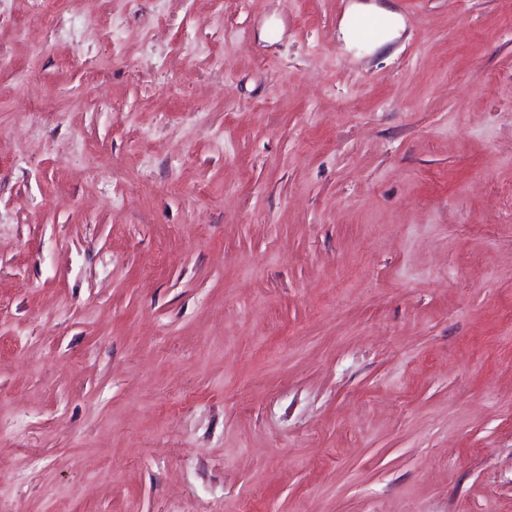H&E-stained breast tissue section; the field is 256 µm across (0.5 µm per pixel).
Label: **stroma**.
Wrapping results in <instances>:
<instances>
[{"mask_svg": "<svg viewBox=\"0 0 512 512\" xmlns=\"http://www.w3.org/2000/svg\"><path fill=\"white\" fill-rule=\"evenodd\" d=\"M355 2L0 0V512H512V0ZM355 11L360 12V13L369 14V15H372V16H375L378 18H382L386 21V26L384 28L385 32L383 33L382 36H380L378 39H376L374 41L376 46H382L385 43L389 42L393 38V35L395 34L396 29L398 27V18L394 12H392L391 10L385 9V8H379V7H375V6L366 7V6H361V5L357 6L355 8ZM392 18L397 20V23L394 27H392V25H393Z\"/></svg>", "mask_w": 512, "mask_h": 512, "instance_id": "stroma-1", "label": "stroma"}]
</instances>
